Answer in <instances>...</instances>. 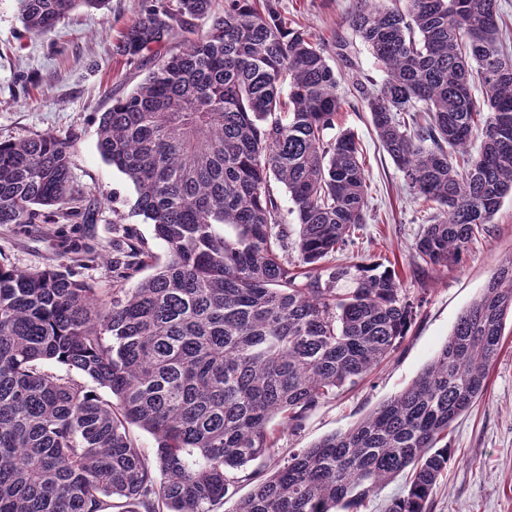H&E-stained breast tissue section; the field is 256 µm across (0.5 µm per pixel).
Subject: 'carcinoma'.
<instances>
[{
    "label": "carcinoma",
    "instance_id": "obj_1",
    "mask_svg": "<svg viewBox=\"0 0 512 512\" xmlns=\"http://www.w3.org/2000/svg\"><path fill=\"white\" fill-rule=\"evenodd\" d=\"M106 2L17 0L36 35ZM216 2L145 0L117 51L157 63L99 118L98 152L134 185L165 259L127 242L116 278L152 273L108 298L54 267L0 263V512H214L252 462L278 455L273 420L297 433L411 325L394 271L336 261L366 223L367 183L354 133L329 136L342 107L333 56L276 0H224L220 15ZM498 18L499 0H357L348 17L385 73L353 88L415 198L440 210L415 241L440 268L460 265L512 193V51ZM205 19V35L168 50ZM71 156L53 133L0 140V224L93 221ZM274 182L293 204L292 242ZM509 317L512 257L410 385L249 473L230 512H360L400 476L385 512H426L448 430L486 392Z\"/></svg>",
    "mask_w": 512,
    "mask_h": 512
}]
</instances>
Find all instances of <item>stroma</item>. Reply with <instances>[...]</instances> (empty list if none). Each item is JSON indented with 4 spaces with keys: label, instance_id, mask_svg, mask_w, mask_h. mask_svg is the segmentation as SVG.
<instances>
[{
    "label": "stroma",
    "instance_id": "obj_1",
    "mask_svg": "<svg viewBox=\"0 0 512 512\" xmlns=\"http://www.w3.org/2000/svg\"><path fill=\"white\" fill-rule=\"evenodd\" d=\"M356 0H278L291 25L315 40L346 42L357 74L382 83L385 74L351 29ZM140 0H109L106 9L78 10L46 35L25 33L16 0H0V140L50 132L73 141L72 182L98 198L93 223L0 224V262L20 268L57 267L111 290L118 244L141 241L156 256L165 248L135 212L136 192L125 175L105 163L96 147L101 112L131 93L153 68V57L129 64L115 55L123 29ZM344 76L338 126L359 139L368 185L366 222L341 255L396 270L408 297L419 300L400 348L357 386L316 407L301 432L279 434V462L289 451L347 429L406 388L447 340L458 315L481 293L498 265L512 254V196L479 230L459 268L427 265L414 252L435 204L415 199L401 170L384 151L364 103ZM454 453L430 503V512H512V328L491 366L483 399L455 422Z\"/></svg>",
    "mask_w": 512,
    "mask_h": 512
}]
</instances>
